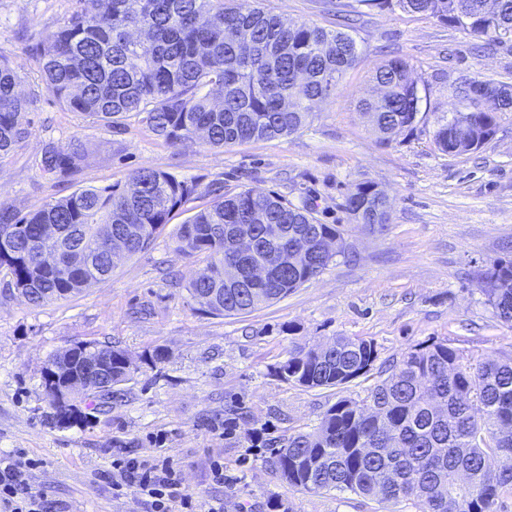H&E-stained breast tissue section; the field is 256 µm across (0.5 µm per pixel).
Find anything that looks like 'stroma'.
I'll return each mask as SVG.
<instances>
[{
    "instance_id": "1",
    "label": "stroma",
    "mask_w": 512,
    "mask_h": 512,
    "mask_svg": "<svg viewBox=\"0 0 512 512\" xmlns=\"http://www.w3.org/2000/svg\"><path fill=\"white\" fill-rule=\"evenodd\" d=\"M265 6L329 29L338 16L353 14L350 32L361 58L298 133L216 150L165 144L133 118L111 127L66 111L44 88L33 47L69 16L71 0H0V56L32 100L28 138L0 158V203L24 215L81 188L125 182L143 167L197 184L196 199L148 250L119 257L109 280L38 307L0 289V458L32 460L29 485L45 493L51 512H150L145 498L113 486L119 454L171 460L204 512H271L275 499L291 512H416L408 501L292 487L268 469L262 442L314 431L341 398L365 399L419 343L445 341L468 358L512 356V329L497 318L481 283L494 264L512 259V112L477 152L448 156L433 143L439 116L455 107L445 82L465 75L512 87V41L486 52L461 28L397 8L363 9L357 0ZM393 57L431 83L433 110L384 143L357 105L380 95L371 73ZM50 140H78L87 149L77 173L58 185L37 167ZM364 180L393 203L385 231L354 222L343 208ZM246 189L312 207L321 223L339 227L345 251L281 300L213 316L184 289L202 263L178 253L174 237L196 211ZM339 335L374 342L378 358L366 376L313 389L274 376L293 342L320 345ZM90 341L123 350L133 378L118 400L86 398L83 421L55 426L42 388L44 364ZM157 348L167 357L154 364L149 356ZM233 401L250 418L247 430L228 435L224 407ZM216 462L224 466L221 484L212 477Z\"/></svg>"
}]
</instances>
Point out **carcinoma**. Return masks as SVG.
I'll use <instances>...</instances> for the list:
<instances>
[{
    "label": "carcinoma",
    "mask_w": 512,
    "mask_h": 512,
    "mask_svg": "<svg viewBox=\"0 0 512 512\" xmlns=\"http://www.w3.org/2000/svg\"><path fill=\"white\" fill-rule=\"evenodd\" d=\"M379 9L397 6L429 15L485 40L512 37V0H359ZM77 9L36 45L43 83L68 111L113 125L135 116L168 145L201 142L211 148L251 139L288 137L309 122L358 62L348 23L327 30L290 23L260 0H76ZM372 79L386 95L362 99L358 112L385 142L413 129L429 83L410 64L392 58ZM21 79L0 58V156L29 136L30 101ZM458 109L433 132L436 149L455 156L477 151L496 133L498 113L512 112V88L462 77L448 84ZM85 147L45 143L38 160L50 181L73 176ZM197 184L151 167L123 183L86 187L25 216L0 204V271L9 293L33 306L76 295L112 276L111 249L147 250ZM358 224L385 230L392 202L369 180L345 199ZM254 225L253 247L235 250L239 225ZM339 240L338 251L323 249ZM176 249L201 257L203 271L186 286L200 309L216 316L249 312L277 301L317 277L344 252L339 229L313 209L247 189L197 211L176 235ZM483 292L496 316L512 327V262L494 265ZM112 353V384L88 395L112 398L131 380L125 353L83 344L82 354ZM374 343L334 336L326 347L295 343L274 367L281 381L306 388L338 387L367 375ZM52 421L82 419L80 402L51 399ZM228 425L248 424V411L228 405ZM270 469L304 491L350 490L365 497L412 502L418 512H497L512 492V356L466 358L445 341L405 352L365 400L341 399L317 431L265 443ZM467 489L449 503L454 478Z\"/></svg>",
    "instance_id": "cac0c4a2"
}]
</instances>
